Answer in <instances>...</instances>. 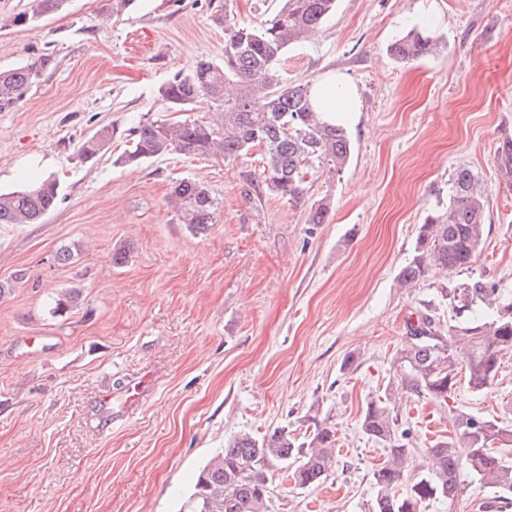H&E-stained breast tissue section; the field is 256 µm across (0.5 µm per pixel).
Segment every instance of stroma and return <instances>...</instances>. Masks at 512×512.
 I'll return each mask as SVG.
<instances>
[{"label": "stroma", "instance_id": "stroma-1", "mask_svg": "<svg viewBox=\"0 0 512 512\" xmlns=\"http://www.w3.org/2000/svg\"><path fill=\"white\" fill-rule=\"evenodd\" d=\"M214 11L133 0L112 16L107 0H67L0 29V70L54 58L0 109V192L46 178L60 192L40 223L0 224V512H180L233 436L284 428L302 442L318 422L338 438L327 479L301 488L277 472L270 512H370L385 451L360 428L367 402L389 398L410 432L407 485L431 470L449 409L512 425V354L487 389L458 383L443 407L394 363L407 318L448 285L435 270L411 288L398 275L459 168L488 194L483 249L460 277L512 301V187L494 163L512 137V0H337L282 74L341 71L362 112L347 165L312 178L297 204L246 182L262 166L255 150L116 162L131 127L169 119L160 86L223 58ZM413 29L437 51L395 59L390 44ZM104 126L108 146L82 158ZM182 179L218 201L205 233L168 201ZM323 198L327 222L309 223ZM64 249L71 259L57 261ZM460 480L457 498L421 512H484L488 492L468 470Z\"/></svg>", "mask_w": 512, "mask_h": 512}]
</instances>
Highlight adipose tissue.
Here are the masks:
<instances>
[{
	"instance_id": "adipose-tissue-1",
	"label": "adipose tissue",
	"mask_w": 512,
	"mask_h": 512,
	"mask_svg": "<svg viewBox=\"0 0 512 512\" xmlns=\"http://www.w3.org/2000/svg\"><path fill=\"white\" fill-rule=\"evenodd\" d=\"M312 103L326 123L351 125L357 122L361 104L352 82L343 73L329 71L316 80Z\"/></svg>"
}]
</instances>
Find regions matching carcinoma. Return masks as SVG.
Returning <instances> with one entry per match:
<instances>
[{
  "label": "carcinoma",
  "mask_w": 512,
  "mask_h": 512,
  "mask_svg": "<svg viewBox=\"0 0 512 512\" xmlns=\"http://www.w3.org/2000/svg\"><path fill=\"white\" fill-rule=\"evenodd\" d=\"M29 11L16 14L14 25L35 23L61 8L65 0H29ZM336 9V0H280L276 10L259 23L230 22L229 0L215 9L216 23L224 26V61L200 59L190 71L162 85L161 100L171 112H182L199 96L217 104L211 122L147 120L129 132L132 145L117 159L122 165L179 153L235 159L259 148L263 166L259 175L248 171L247 181L259 189L300 202L308 177L326 170L341 171L352 144L344 128L321 121L311 98V84L289 83L281 74V57L290 45L308 42ZM437 43L418 31L396 39L395 58L408 61L436 51ZM53 65L44 53L29 64L0 72V108L12 105ZM104 126L88 137L81 154L93 158L109 140ZM495 165L512 182V138L497 148ZM171 201L182 223L196 233L213 224L217 200L204 185L181 180L173 186ZM59 202V187L47 178L19 191L0 193V224H36ZM330 205L323 198L311 206L308 223L323 224ZM486 190L468 168L456 171L448 193V208L427 216L417 237L415 254L401 270L400 282L412 286L436 268L448 277L470 267L484 245ZM448 307V319L438 307ZM407 340L394 363L412 391L448 404L464 363L468 388L479 393L489 387L502 355L512 353V301L496 296V289L480 281L451 282L429 302L417 321L407 324ZM453 434L431 448L434 470L410 484L397 487L408 466L406 431H398V415L386 402H367L361 428L369 439L386 447L387 459L373 472L375 495L371 512H419L427 500H452L461 492L458 476L467 467L479 487L492 493L487 509L512 506V459L501 452L512 447V427L494 418L448 409ZM336 432L315 425L307 442H297L285 429L260 437L241 433L233 437L199 471L193 492L182 512H269L272 468L288 470L294 484L311 487L326 479L335 456Z\"/></svg>",
  "instance_id": "carcinoma-1"
}]
</instances>
